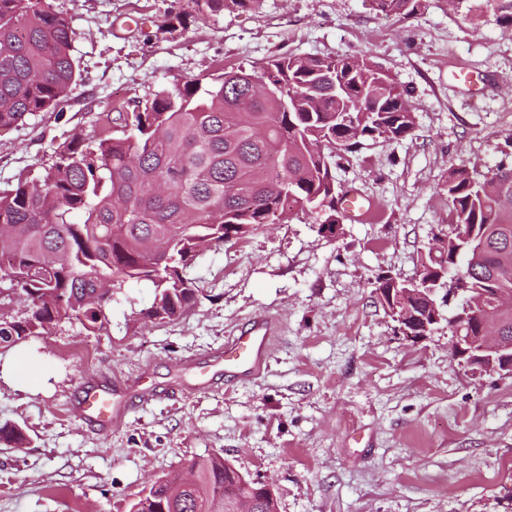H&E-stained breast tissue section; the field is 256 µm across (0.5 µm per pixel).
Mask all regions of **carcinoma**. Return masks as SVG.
<instances>
[{
    "instance_id": "obj_1",
    "label": "carcinoma",
    "mask_w": 512,
    "mask_h": 512,
    "mask_svg": "<svg viewBox=\"0 0 512 512\" xmlns=\"http://www.w3.org/2000/svg\"><path fill=\"white\" fill-rule=\"evenodd\" d=\"M217 13L256 0H194ZM512 28V0H485ZM385 15L411 17L419 0H377ZM74 30L48 0H0V128L51 112L76 82ZM408 100L389 74L357 57L274 56L259 70L226 72L204 88L194 79L162 89L89 144L75 137L31 181L0 192V347L77 321L89 332L109 323L112 296L130 282L154 290L146 317L174 321L202 289L188 275L201 242L220 248L311 207L340 223L334 166L361 139L400 140L413 129ZM485 172L463 165L448 176L454 233L428 249L422 288L448 281L457 302L448 335L477 334L459 313L475 291L512 294V135ZM25 303L14 316L4 305ZM512 337V309L487 301ZM0 441L23 445L16 425ZM195 495L166 480L135 498L129 512H224L238 489L224 457H193Z\"/></svg>"
}]
</instances>
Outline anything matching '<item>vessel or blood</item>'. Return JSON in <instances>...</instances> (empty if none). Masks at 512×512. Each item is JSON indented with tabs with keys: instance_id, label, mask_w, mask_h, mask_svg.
Segmentation results:
<instances>
[{
	"instance_id": "b4317fda",
	"label": "vessel or blood",
	"mask_w": 512,
	"mask_h": 512,
	"mask_svg": "<svg viewBox=\"0 0 512 512\" xmlns=\"http://www.w3.org/2000/svg\"><path fill=\"white\" fill-rule=\"evenodd\" d=\"M271 342L270 323L264 320L251 323L246 329L228 337L223 349L201 363L202 378L208 379L219 373L228 382L254 378L267 362ZM78 410L86 418L105 425L112 417L126 413L128 407L114 401L111 390L88 386L79 399Z\"/></svg>"
}]
</instances>
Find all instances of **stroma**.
Listing matches in <instances>:
<instances>
[{
	"label": "stroma",
	"instance_id": "obj_1",
	"mask_svg": "<svg viewBox=\"0 0 512 512\" xmlns=\"http://www.w3.org/2000/svg\"><path fill=\"white\" fill-rule=\"evenodd\" d=\"M75 32L77 81L62 111L0 128V192L38 176L106 114L188 80L258 69L277 54L359 57L408 90L412 133L364 139L336 178L371 211L320 233L292 211L208 249L204 292L182 318L141 328L153 290L124 289L106 330L63 322L0 348V512H128L150 480L219 453L270 483L278 512H512V377L452 362L448 324L408 340L375 295L379 274L417 280L451 232L448 174L486 170L512 133V31L448 0L416 16L377 0H257L202 14L193 0H51ZM275 327L253 380L195 390L188 361L258 319ZM146 376L158 397L109 427L73 414L81 388Z\"/></svg>",
	"mask_w": 512,
	"mask_h": 512
}]
</instances>
